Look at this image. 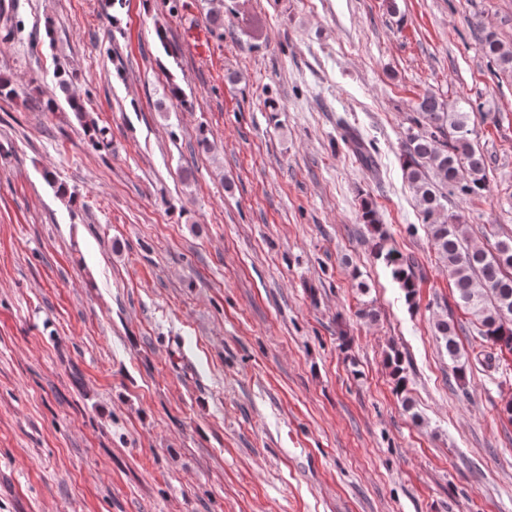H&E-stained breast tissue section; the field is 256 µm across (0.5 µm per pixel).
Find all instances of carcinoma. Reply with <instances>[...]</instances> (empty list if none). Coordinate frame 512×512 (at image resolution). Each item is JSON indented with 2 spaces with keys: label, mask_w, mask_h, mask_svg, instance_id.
I'll use <instances>...</instances> for the list:
<instances>
[{
  "label": "carcinoma",
  "mask_w": 512,
  "mask_h": 512,
  "mask_svg": "<svg viewBox=\"0 0 512 512\" xmlns=\"http://www.w3.org/2000/svg\"><path fill=\"white\" fill-rule=\"evenodd\" d=\"M482 50L489 58L512 68V50L504 47L494 35L485 36ZM72 80L73 76L66 72L59 75L58 88L67 94L70 109L80 118L84 105L69 95ZM415 111L422 130L409 133L404 141L403 177L419 200L422 223L427 226L438 259L448 268L460 303L480 323L483 340L501 352L512 354V238L498 241L493 250L468 247L461 216L444 217L448 210V191L467 197L485 188V163L470 141L469 113L447 109L430 94L418 98ZM345 140L350 142L366 169L377 168L374 154L357 133H347ZM464 166L468 169L466 179L460 175ZM43 179L56 195L74 202V196L54 172L44 171ZM361 220L376 236L377 254L390 277L403 290L406 300L414 302L418 288L414 259L386 246V234L371 204L363 206ZM458 330L459 327L444 316L434 322L435 336L453 363L456 380L463 383L467 374ZM388 366L396 392L403 393L407 378L399 352L389 355Z\"/></svg>",
  "instance_id": "cac0c4a2"
}]
</instances>
